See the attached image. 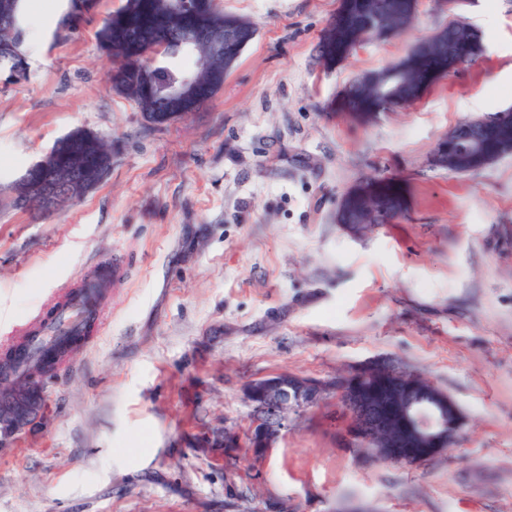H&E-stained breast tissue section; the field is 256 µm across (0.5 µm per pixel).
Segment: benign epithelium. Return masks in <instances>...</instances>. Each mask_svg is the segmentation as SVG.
<instances>
[{
	"instance_id": "7a95c632",
	"label": "benign epithelium",
	"mask_w": 512,
	"mask_h": 512,
	"mask_svg": "<svg viewBox=\"0 0 512 512\" xmlns=\"http://www.w3.org/2000/svg\"><path fill=\"white\" fill-rule=\"evenodd\" d=\"M159 93L169 99H189L197 94L195 78L188 72L163 68L159 73ZM487 128L482 121L466 120L459 123L437 146L433 156L435 165H441L442 156L455 157L480 155L485 152ZM60 188L48 180L40 186L14 188V196L28 201L40 197L45 204L55 205ZM44 373L28 374L31 385L16 388L7 395H0V441L28 427L41 404L38 378ZM348 380L338 378L328 382L280 373L253 381L245 391L247 401L253 407V421L248 440L257 444L252 453L260 457L275 446L288 419L315 406L323 396L332 393L340 400L347 393ZM448 407H434L424 398L394 400V410L402 418L403 432L396 448H374L372 443L384 427V418L372 414L366 408L351 415V423L343 434L348 448H364L375 457L389 462L419 464L428 457L442 452L444 440L458 437L464 425L463 414L455 401L445 397Z\"/></svg>"
}]
</instances>
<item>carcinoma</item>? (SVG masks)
Here are the masks:
<instances>
[{"instance_id": "obj_1", "label": "carcinoma", "mask_w": 512, "mask_h": 512, "mask_svg": "<svg viewBox=\"0 0 512 512\" xmlns=\"http://www.w3.org/2000/svg\"><path fill=\"white\" fill-rule=\"evenodd\" d=\"M84 12L73 16L65 12L58 29L70 34L92 21L97 0H83ZM418 0H341L336 17L325 30L320 44L322 60L330 65L347 58L359 45L375 36L374 23L397 32L405 30L415 18ZM253 25L220 9L216 0H193L189 9H181L176 0H125L109 13L96 32L101 49L116 60L107 81L118 95L132 101L145 119L154 126L198 111L224 86V63L234 65L244 48L253 40ZM231 29L235 37L224 41V50L212 51L208 38H222ZM191 32L203 37L192 50L195 80L203 85L201 100L172 101L160 95L150 79V54L165 44L176 51L182 37ZM457 39L458 54L469 61L484 53L481 37L470 26L450 22L411 48L396 63L397 73L384 79V70L370 71L351 83L339 100V108L362 119L392 106L410 105L448 69V52L439 46ZM26 70L20 23L0 22V73L19 80ZM487 154L492 158L512 153V124L489 125ZM44 162L53 180L65 188L68 199L99 184L112 167V147L102 137L76 128L60 138ZM484 167L479 158H465L447 168L450 174L475 173ZM368 206L383 211L381 223L388 224L406 211V190L392 179H373L344 194L338 213L356 214ZM351 396L371 407L382 405L389 392L409 391L414 395L440 394L429 381L394 370L382 371L373 364L352 379Z\"/></svg>"}]
</instances>
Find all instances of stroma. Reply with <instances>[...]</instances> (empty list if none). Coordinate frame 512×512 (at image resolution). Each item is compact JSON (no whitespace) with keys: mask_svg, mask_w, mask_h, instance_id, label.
<instances>
[{"mask_svg":"<svg viewBox=\"0 0 512 512\" xmlns=\"http://www.w3.org/2000/svg\"><path fill=\"white\" fill-rule=\"evenodd\" d=\"M483 1L419 0L405 33L329 67L339 0H218L256 37L213 98L153 129L109 88L95 25L56 36L55 0H24L27 76H0V357L85 280L104 284L35 424L0 445V512H512V154L467 175L431 162L472 99L486 119L512 108V0H487L483 58L416 103L366 122L335 109ZM76 128L111 143L104 179L49 213L6 206ZM371 176L401 182L407 211L350 233L338 203ZM377 360L455 400L451 448L374 461L343 447L330 394L251 455L250 382ZM217 429L237 448L206 447Z\"/></svg>","mask_w":512,"mask_h":512,"instance_id":"35a3bbf8","label":"stroma"}]
</instances>
